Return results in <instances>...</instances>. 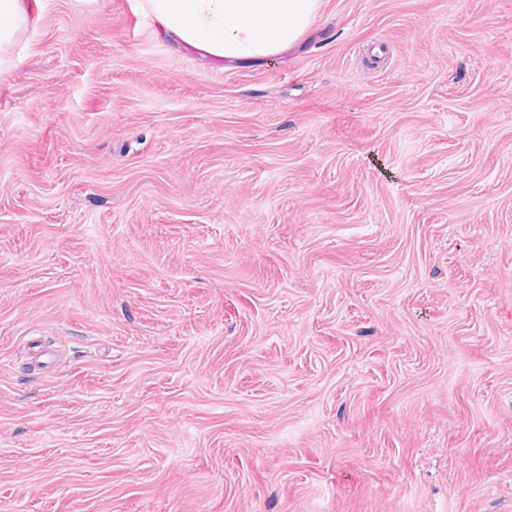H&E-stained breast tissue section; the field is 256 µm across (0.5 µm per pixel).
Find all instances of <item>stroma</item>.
<instances>
[{
	"label": "stroma",
	"instance_id": "stroma-1",
	"mask_svg": "<svg viewBox=\"0 0 512 512\" xmlns=\"http://www.w3.org/2000/svg\"><path fill=\"white\" fill-rule=\"evenodd\" d=\"M25 9L0 512H512V0H321L241 61Z\"/></svg>",
	"mask_w": 512,
	"mask_h": 512
}]
</instances>
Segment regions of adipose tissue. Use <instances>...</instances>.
I'll return each mask as SVG.
<instances>
[{
	"instance_id": "adipose-tissue-1",
	"label": "adipose tissue",
	"mask_w": 512,
	"mask_h": 512,
	"mask_svg": "<svg viewBox=\"0 0 512 512\" xmlns=\"http://www.w3.org/2000/svg\"><path fill=\"white\" fill-rule=\"evenodd\" d=\"M163 32L220 59L264 60L300 41L320 0H139ZM25 0H0V74L14 62Z\"/></svg>"
}]
</instances>
